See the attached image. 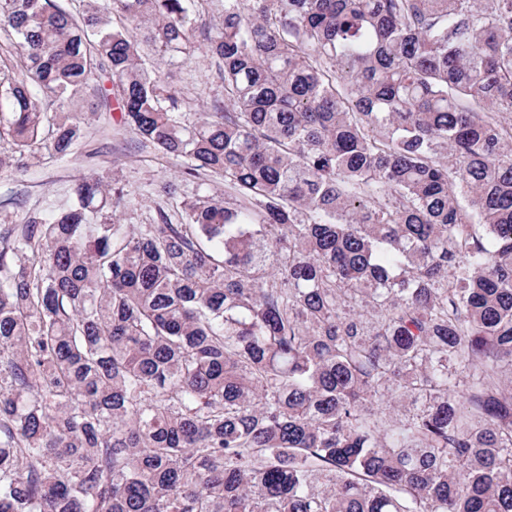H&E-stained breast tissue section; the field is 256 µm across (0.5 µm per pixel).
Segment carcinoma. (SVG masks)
Wrapping results in <instances>:
<instances>
[{
  "mask_svg": "<svg viewBox=\"0 0 512 512\" xmlns=\"http://www.w3.org/2000/svg\"><path fill=\"white\" fill-rule=\"evenodd\" d=\"M80 2L0 0V140L70 154L105 72L224 195L0 224V512H512V0ZM200 37L191 114L144 55Z\"/></svg>",
  "mask_w": 512,
  "mask_h": 512,
  "instance_id": "cac0c4a2",
  "label": "carcinoma"
}]
</instances>
